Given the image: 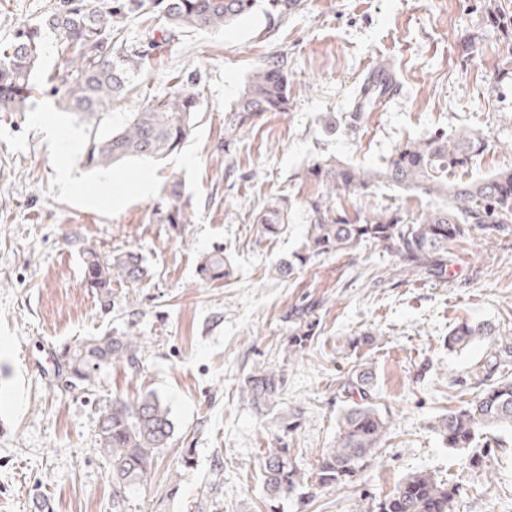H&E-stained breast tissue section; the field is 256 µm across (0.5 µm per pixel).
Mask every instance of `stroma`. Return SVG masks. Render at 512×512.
I'll use <instances>...</instances> for the list:
<instances>
[{
	"label": "stroma",
	"mask_w": 512,
	"mask_h": 512,
	"mask_svg": "<svg viewBox=\"0 0 512 512\" xmlns=\"http://www.w3.org/2000/svg\"><path fill=\"white\" fill-rule=\"evenodd\" d=\"M58 0H0V46ZM484 0H300L284 16L267 0L221 31L157 37V14L127 17L114 52H143L125 98L103 108L101 130L129 113L194 86L195 129L178 153L88 168V126L66 110L64 55L45 39L34 78V106L0 112V512H26L35 497L51 512H371L402 479L425 472L462 486L455 512H512V431L504 449L447 448L435 419L476 390L467 379L490 350L480 341L449 351L459 323H491L512 336V240L457 247L444 278L400 269L385 251L363 248L321 256L290 278L271 266L305 242L311 198L322 188L316 161L366 171L382 168L392 148L441 131L473 130L486 143L468 168L484 176L512 169V77L505 52L484 31ZM484 33L482 50L465 39ZM283 57L291 93L287 112H268L228 131L232 109L254 68ZM400 89L367 112L358 129L348 114L378 64ZM182 183L191 221H157L161 189ZM288 203L287 230L257 241L263 206ZM427 198L375 183L347 211L392 206L411 216ZM100 253L138 251L149 270L136 284L112 287L111 305L84 282L80 246ZM223 250L230 275L202 280V254ZM315 303L316 335L288 351L290 310ZM135 328L145 347L138 367L118 363L95 389L71 388L64 348L85 336ZM369 331L374 343L358 338ZM372 367L389 429L377 459L352 483L314 491L304 505L283 498L269 508L262 451L288 448L314 465L336 438L342 403L336 380ZM260 367L288 376L279 405L259 414L240 393ZM158 394L170 407L173 439L145 485L112 495L100 449L99 416L116 397ZM192 464L183 465L185 449ZM484 454V468L472 456Z\"/></svg>",
	"instance_id": "1"
}]
</instances>
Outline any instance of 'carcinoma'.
<instances>
[{
  "mask_svg": "<svg viewBox=\"0 0 512 512\" xmlns=\"http://www.w3.org/2000/svg\"><path fill=\"white\" fill-rule=\"evenodd\" d=\"M256 0H63L43 19L21 28L13 42L0 50V111L23 112L33 98L32 73L42 52L44 36L51 32L67 55V109L91 126L85 144L88 166L109 168L132 158L163 159L182 148L194 130L197 95L182 89L130 113L118 131H98L101 106L123 97L140 64V51L112 55V32L131 13L158 9L166 27L161 37L171 38L184 30H220L249 13ZM486 25L502 37L512 57V14L496 4L484 6ZM289 79L284 62L270 56L253 71L238 99L230 129L251 124L265 112H286ZM484 148L483 139L471 132L451 136L439 132L395 145L384 166L365 172L332 159L315 163L309 175L322 181L323 191L308 201L310 220L301 250L276 262L274 274L287 279L322 255L351 252L374 246L394 255L399 265L444 277L455 258L458 244L475 236L498 242L512 236V170L467 180L448 174L468 168ZM377 181L406 192L420 193L435 201L416 218L400 209L384 207L348 212L336 199L352 198ZM182 183L174 179L161 197L168 207L167 222L189 224L180 207ZM256 239L278 236L288 226V207L280 202L264 206L253 218ZM84 280L88 287L109 295L112 283H136L147 273L142 257L134 250L102 256L89 247L82 250ZM199 274L204 280L229 275L224 252L202 258ZM313 306L291 310L289 346L307 345L315 335L308 320ZM489 340L493 350L479 362L475 383L485 386L481 394L440 415L433 432L448 448H468L483 430L512 428V380L502 379L501 369L512 362V336H503L491 324L461 323L448 335V349H463L475 341ZM141 337L129 329L119 336H93L74 344L62 354L61 365L70 384L83 389L94 386L96 377L113 364L138 365ZM288 387L284 371L259 368L249 374L243 395L255 407L277 406ZM336 396L345 409L338 420L333 445L322 452L311 469L290 457L286 448H268L262 456L265 494L271 500L282 496L302 498L304 489L340 487L353 480L376 458L389 420L377 403L374 372L357 365L336 383ZM175 432L170 411L154 393L133 400L114 398L99 417L101 449L110 465L113 493L145 484L155 469L162 449ZM462 487L439 482L429 474L405 478L375 505L373 512H451Z\"/></svg>",
  "mask_w": 512,
  "mask_h": 512,
  "instance_id": "1",
  "label": "carcinoma"
}]
</instances>
